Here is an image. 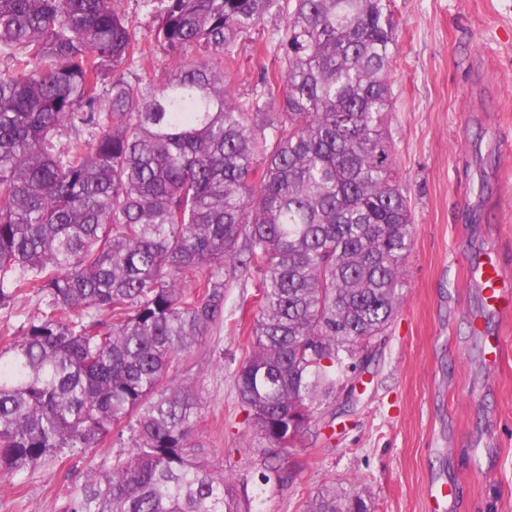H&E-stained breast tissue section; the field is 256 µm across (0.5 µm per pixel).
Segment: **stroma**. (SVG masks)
<instances>
[{
    "instance_id": "1",
    "label": "stroma",
    "mask_w": 512,
    "mask_h": 512,
    "mask_svg": "<svg viewBox=\"0 0 512 512\" xmlns=\"http://www.w3.org/2000/svg\"><path fill=\"white\" fill-rule=\"evenodd\" d=\"M398 22L388 132L414 224L405 297L346 391L311 434L274 450L245 420L235 372L250 351L254 282L232 284L224 324L187 365L203 402L198 432L216 468L248 479L253 512H303L324 483L369 496L374 512H431L432 484H455L451 512H512V319L486 308L466 268L496 257L512 280V0H390ZM267 14L237 45L228 89L244 100L282 76ZM482 317L485 333L472 329ZM507 341L501 363L486 335ZM293 474L260 480L268 455ZM84 470L48 461L0 475V512H62Z\"/></svg>"
}]
</instances>
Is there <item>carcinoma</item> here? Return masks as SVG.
<instances>
[{"label":"carcinoma","mask_w":512,"mask_h":512,"mask_svg":"<svg viewBox=\"0 0 512 512\" xmlns=\"http://www.w3.org/2000/svg\"><path fill=\"white\" fill-rule=\"evenodd\" d=\"M115 2L0 0V307L45 305L0 350V472L127 433L63 512H252L205 461L180 364L256 278L238 399L292 448L385 334L413 246L386 130L396 24L388 0H150L157 84L127 79L146 52ZM273 10L283 83L238 100V40ZM304 512L371 506L324 485Z\"/></svg>","instance_id":"1"}]
</instances>
